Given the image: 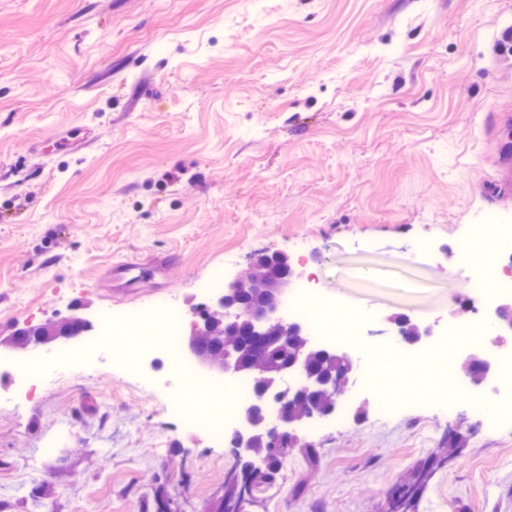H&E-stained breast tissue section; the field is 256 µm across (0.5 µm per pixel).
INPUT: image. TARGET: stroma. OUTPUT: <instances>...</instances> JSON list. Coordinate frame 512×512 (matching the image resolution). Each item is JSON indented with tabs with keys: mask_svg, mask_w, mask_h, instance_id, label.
<instances>
[{
	"mask_svg": "<svg viewBox=\"0 0 512 512\" xmlns=\"http://www.w3.org/2000/svg\"><path fill=\"white\" fill-rule=\"evenodd\" d=\"M512 0H0V512H206L262 457L183 425L161 361L67 369L19 399L29 351L4 339L68 316L186 312L215 268L279 253L365 315L361 346L408 316L434 331L480 300L459 248L512 217L487 177L512 125ZM167 277L133 288L128 257ZM297 426L255 512H385L439 448L417 512H512V423L453 388L441 412L378 408ZM313 444L316 460L300 450Z\"/></svg>",
	"mask_w": 512,
	"mask_h": 512,
	"instance_id": "stroma-1",
	"label": "stroma"
}]
</instances>
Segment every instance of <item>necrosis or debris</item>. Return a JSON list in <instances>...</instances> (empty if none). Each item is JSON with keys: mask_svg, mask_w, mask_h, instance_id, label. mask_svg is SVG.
<instances>
[{"mask_svg": "<svg viewBox=\"0 0 512 512\" xmlns=\"http://www.w3.org/2000/svg\"><path fill=\"white\" fill-rule=\"evenodd\" d=\"M342 305L336 299L323 297L315 281H307L299 292V299L290 306L293 317L310 323L315 338L328 346L345 344L350 336L346 328L336 325V314ZM184 314L172 304L164 305L159 318H152L147 312L113 316L105 315L96 335L88 337L76 347H60L46 357L37 358L25 375L27 383L37 385L45 378L50 368H85L101 357H111L125 371L137 374L141 371L142 359L146 353H160L169 359L170 368L181 381L182 389H197L206 384L198 379L193 368L180 362L175 353V342L179 334ZM484 325L481 321L449 324L445 334L439 335L431 343L414 348L393 338L374 343L368 350L367 360L381 358L402 363L404 366L435 360L436 371L447 382H454L457 364L462 355V339L480 335ZM141 333L142 339L136 349L112 346L110 339L130 333ZM497 379L492 397L496 409L490 420V428H497L501 422L512 421V351L499 353L496 357ZM210 390L224 394V402H217L202 413L186 411L182 402L171 406L184 424L190 427H204L220 433L237 428L240 423L239 409L253 396V386L244 380L225 383H210Z\"/></svg>", "mask_w": 512, "mask_h": 512, "instance_id": "necrosis-or-debris-1", "label": "necrosis or debris"}]
</instances>
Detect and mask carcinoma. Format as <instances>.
<instances>
[{"label": "carcinoma", "instance_id": "obj_1", "mask_svg": "<svg viewBox=\"0 0 512 512\" xmlns=\"http://www.w3.org/2000/svg\"><path fill=\"white\" fill-rule=\"evenodd\" d=\"M285 272L286 266L271 256L263 255L256 260L250 276L245 279V287L235 294L243 317L237 330L231 334L224 330V320L219 313L203 310L208 329L198 337L201 352L210 362L222 364L225 350L234 349L237 374L252 381L259 399L274 392V388L253 373L258 362L265 366V375L269 376L293 361L296 354L302 353L305 373L323 381H328L347 369L340 359L341 352L313 342L299 322L286 336L275 325L268 327L265 338L259 339L255 336L254 322L263 318L269 301V289ZM79 330V323L76 321L69 324L33 325L15 330L6 343L15 349L28 350L36 347L41 339L77 336ZM288 406L295 419H313L322 412H336L337 395L310 390L293 397L288 401ZM249 450L264 457L266 469L258 472L252 468L251 462L240 463L238 468L225 477L224 493L213 502L211 512H251L250 507L256 503V492L276 481L281 460L289 452L287 448H272L263 439L254 440ZM446 459L448 453L441 451L424 461L410 478L389 493L387 512H410L426 488L434 466Z\"/></svg>", "mask_w": 512, "mask_h": 512}]
</instances>
